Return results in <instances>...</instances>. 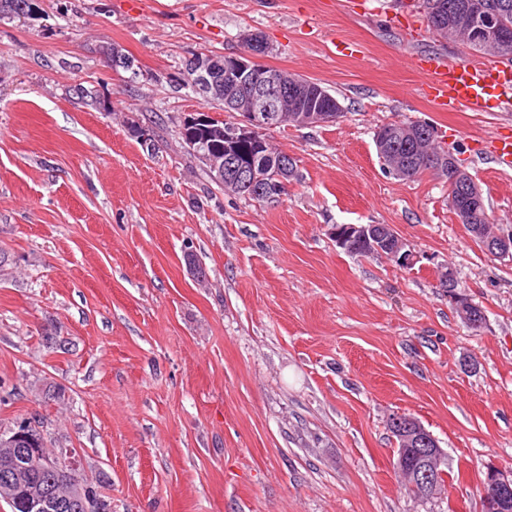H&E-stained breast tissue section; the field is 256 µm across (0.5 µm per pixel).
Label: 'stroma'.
<instances>
[{"label":"stroma","instance_id":"obj_1","mask_svg":"<svg viewBox=\"0 0 512 512\" xmlns=\"http://www.w3.org/2000/svg\"><path fill=\"white\" fill-rule=\"evenodd\" d=\"M246 31L345 110L270 131L296 162L274 202L224 194L180 138L205 105L176 89L183 61L241 52ZM112 44L133 72L105 62ZM428 53L468 50L413 0H41L0 21V431L32 417L48 447L80 449L112 512H482L487 466L512 468V259L459 223L447 178L389 175L373 136L432 124L511 233L512 170L484 145L512 109L438 111L414 66ZM134 122L158 125L154 147ZM338 224L391 225L419 261L349 254ZM447 265L481 332L438 288ZM397 412L446 451L447 494L395 474Z\"/></svg>","mask_w":512,"mask_h":512}]
</instances>
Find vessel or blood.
I'll list each match as a JSON object with an SVG mask.
<instances>
[{
  "label": "vessel or blood",
  "instance_id": "vessel-or-blood-1",
  "mask_svg": "<svg viewBox=\"0 0 512 512\" xmlns=\"http://www.w3.org/2000/svg\"><path fill=\"white\" fill-rule=\"evenodd\" d=\"M421 87L440 110L461 108L492 112L512 103V64L464 58L454 62L440 54L416 61ZM490 159L501 168H512V136H490Z\"/></svg>",
  "mask_w": 512,
  "mask_h": 512
}]
</instances>
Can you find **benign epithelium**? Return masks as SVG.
<instances>
[{
    "label": "benign epithelium",
    "instance_id": "7a95c632",
    "mask_svg": "<svg viewBox=\"0 0 512 512\" xmlns=\"http://www.w3.org/2000/svg\"><path fill=\"white\" fill-rule=\"evenodd\" d=\"M436 29L450 42L469 48L479 44L490 58H501L502 50L512 42V3L509 0H472L461 10L453 4L434 9ZM241 40L246 50L222 58L213 54L189 57L194 87L205 97L224 90V84L250 80L248 90L230 91L224 96V111L236 116L233 121L220 120L205 109L184 117L183 125L207 133L208 138L228 143L224 153L197 141V155L209 167L219 185L229 182L250 186L255 194L269 201L283 198L293 171L290 164L270 176L254 172L253 165L236 156L237 146L251 143L264 148L268 131L277 127H316L336 123L343 116L340 103L328 100L320 84L293 72L269 76L259 63L266 42L256 32H245ZM429 134L419 123H399L390 130L379 129L374 136L377 156L386 171L402 180L409 179L411 169L406 156L390 148L391 141L419 147ZM435 166L448 175V190L459 185L469 187V196L482 198L481 189L457 165L451 152H441ZM462 224L473 225V236L490 254L512 258V233L496 234L489 225L475 223V212L465 206L455 208ZM336 246L348 253L358 249L370 256L384 257L405 268H413L417 255L388 224H338L331 229ZM440 287L450 289V300L459 317L470 327L482 329L485 315L478 305L458 290L453 268L439 276ZM395 434L393 467L410 479V487L420 498H433L446 489L439 480L447 463L446 452L438 440L416 418L395 413L387 420ZM36 424L28 421L0 433V499L24 504L29 512H108L112 504L100 496L83 474L82 457L76 448L49 450L40 447L35 436ZM482 512H512V469L489 466L481 487Z\"/></svg>",
    "mask_w": 512,
    "mask_h": 512
}]
</instances>
